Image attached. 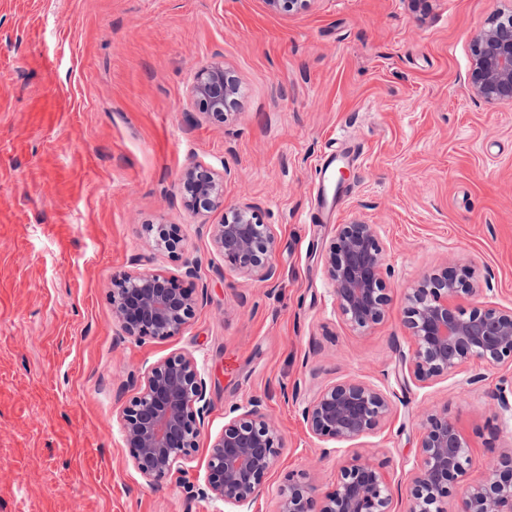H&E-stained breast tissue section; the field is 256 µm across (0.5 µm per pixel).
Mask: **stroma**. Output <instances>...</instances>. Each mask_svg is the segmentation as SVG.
<instances>
[{
	"label": "stroma",
	"instance_id": "stroma-1",
	"mask_svg": "<svg viewBox=\"0 0 512 512\" xmlns=\"http://www.w3.org/2000/svg\"><path fill=\"white\" fill-rule=\"evenodd\" d=\"M507 0H0V512H224L203 497L210 439L231 404L264 398L286 449L253 512H277L288 478L331 491L353 455L399 486L407 512L422 424L447 412L485 480L512 448L493 394L512 365L471 363L426 387L399 379L405 295L425 274L470 267L512 307V104L469 90L472 37ZM238 81L224 122L194 114L196 69ZM357 151L320 224L305 221L329 152ZM228 170L226 204L275 225L276 285L247 280L175 199L181 170ZM376 225L390 304L360 332L334 314L324 256L338 225ZM182 242L153 254L147 225ZM203 292L182 336H121L114 274H180ZM191 354L210 399L199 447L158 486L134 469L120 412L130 377ZM481 374L471 382L472 374ZM346 379L388 384L379 431L327 452L299 410Z\"/></svg>",
	"mask_w": 512,
	"mask_h": 512
}]
</instances>
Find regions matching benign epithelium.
Wrapping results in <instances>:
<instances>
[{
	"mask_svg": "<svg viewBox=\"0 0 512 512\" xmlns=\"http://www.w3.org/2000/svg\"><path fill=\"white\" fill-rule=\"evenodd\" d=\"M279 13H300L314 0H264ZM469 89L488 103H512V8L498 12L490 26L473 37ZM237 81L218 62L201 65L189 92V105L209 122H224L234 104ZM229 172L194 164L179 175L181 206L200 216L221 211L206 232L224 265L248 280L273 284L280 278L274 261L279 248L273 224H265L251 203L224 202ZM151 250L174 253L182 241L176 224L147 225ZM334 310L356 330L378 324L390 301L389 268L377 229L354 220L338 226L324 259ZM198 264L182 276L161 271L112 276L108 298L123 336L142 341L168 340L183 333L199 298L185 279L197 277ZM483 289L468 270H443L423 277L406 294L403 326L411 339L402 354L408 377L425 387L471 362L512 364V308L480 301ZM393 392L385 383L345 380L322 389L301 409L305 430L323 443L353 442L378 431L392 412ZM500 415L512 420V380L496 393ZM208 409L207 384L196 359L175 353L151 366L140 391L121 413L124 445L133 467L159 485L198 448L199 426ZM229 420L208 448L201 493L230 507L251 512L263 495L284 450L264 400L233 404ZM467 444L448 413L428 416L421 432L409 488V512H442L453 486L462 488L458 512H512V451L480 483L467 479ZM393 485L371 460L356 455L343 467L333 490L318 494L305 481L290 479L279 489L278 512H393Z\"/></svg>",
	"mask_w": 512,
	"mask_h": 512,
	"instance_id": "1",
	"label": "benign epithelium"
}]
</instances>
